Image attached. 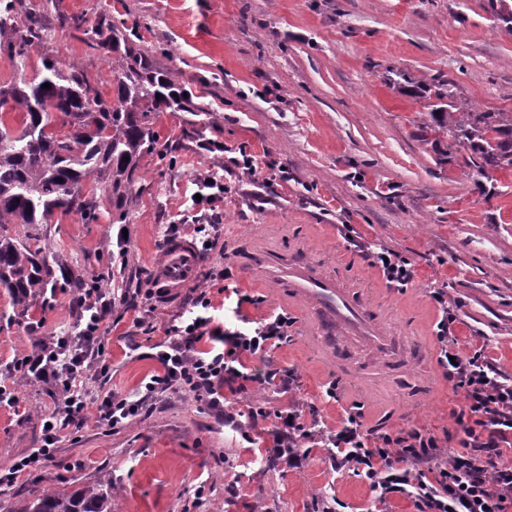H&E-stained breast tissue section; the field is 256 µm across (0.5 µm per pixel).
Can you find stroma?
<instances>
[{
  "label": "stroma",
  "instance_id": "obj_1",
  "mask_svg": "<svg viewBox=\"0 0 512 512\" xmlns=\"http://www.w3.org/2000/svg\"><path fill=\"white\" fill-rule=\"evenodd\" d=\"M27 10L55 17L101 15L145 24L141 49L171 69L190 93L191 111L154 116L156 153L143 156L138 193L118 214L96 192L98 219L54 212L50 223L7 224L0 233L42 236L54 288L46 303L19 315L0 288V385L14 388L13 405L0 404V473L40 447L42 426L61 410L54 382H16L14 369L37 341L75 330L65 274L91 281L112 267L118 228H126L127 266L106 288H151L160 271L168 224L189 206L191 181L219 174L227 191L215 203L222 224L207 267L229 268V281L197 278L215 304L224 286L257 297L249 317L287 309L289 288H254L269 262L305 258L348 288L373 272L349 245L344 225L365 242L409 260L415 277L380 286L384 328L393 349L380 353L348 336L317 341L297 318L291 340L252 358L261 367L296 369L299 387L233 399L234 408L260 403L269 410L290 400L312 402L331 428L346 413L378 434L422 427L437 437L453 430L451 413L464 404L437 364V310L430 297L444 288L458 302L455 336L462 352L483 347L512 375V172L495 174L480 190L476 173L447 159L445 142L422 135L424 98L389 84L400 72L421 86L434 76L453 80L462 106L512 112V32L500 27L487 0H23ZM84 66L104 98L113 95L112 65L88 45L83 30L55 26L44 46L32 47L25 71L0 50V85L17 75L38 76L43 55ZM221 143L208 152L201 145ZM255 156V174L225 168L239 152ZM288 178L263 187L271 165ZM190 288L171 298H138L104 334L111 367L94 391L135 396L160 365L151 347L164 337ZM151 312L153 333L137 317ZM336 383L337 400L324 398ZM252 441L224 426L202 403L167 392L133 423L112 430L94 422L61 443L55 463L0 490V512H19L29 498L92 483L112 488V512H317V497L336 498V512H372L374 497L361 477L331 469L324 449L309 453L302 471L264 466L265 435Z\"/></svg>",
  "mask_w": 512,
  "mask_h": 512
}]
</instances>
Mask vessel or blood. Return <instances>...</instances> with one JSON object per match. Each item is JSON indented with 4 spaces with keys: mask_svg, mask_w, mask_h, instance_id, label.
I'll use <instances>...</instances> for the list:
<instances>
[{
    "mask_svg": "<svg viewBox=\"0 0 512 512\" xmlns=\"http://www.w3.org/2000/svg\"><path fill=\"white\" fill-rule=\"evenodd\" d=\"M199 262L200 255L190 242H168L160 260V287L173 294L188 286L195 278ZM283 281L290 288L289 302L296 307L309 308L313 335H353L372 341L380 338L379 309L369 291L353 294L336 279L318 275L310 264L303 262L271 266L260 285L274 288Z\"/></svg>",
    "mask_w": 512,
    "mask_h": 512,
    "instance_id": "obj_1",
    "label": "vessel or blood"
}]
</instances>
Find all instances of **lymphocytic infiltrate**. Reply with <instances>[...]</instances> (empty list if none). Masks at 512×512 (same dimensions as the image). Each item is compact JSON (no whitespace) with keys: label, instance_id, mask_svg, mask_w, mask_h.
I'll return each instance as SVG.
<instances>
[{"label":"lymphocytic infiltrate","instance_id":"f902f5d3","mask_svg":"<svg viewBox=\"0 0 512 512\" xmlns=\"http://www.w3.org/2000/svg\"><path fill=\"white\" fill-rule=\"evenodd\" d=\"M195 186V216L190 222L168 225L166 235L186 234L203 253L216 243L220 226L202 222L199 213L224 194L226 187L214 174L198 178ZM347 240L360 249L370 266L379 269L388 284L403 288L413 281L411 263L395 251L364 245L353 234ZM430 297L438 309L437 363L444 378L464 393L465 405L454 414L463 434L459 452L445 453L440 439L421 427L370 436L352 413L340 427L331 429L323 426L311 403L271 413L256 406L244 419L226 409V394L267 386L288 393L298 379L290 367L250 366L251 357L288 343L294 319L284 311L250 318L243 312L244 303L250 300L246 294L225 297L224 316L219 319L213 314L209 292H193L183 311L168 321L163 340L155 346L161 373L150 377L138 398L110 392L89 395L84 379L106 376L110 370L101 335L117 308L115 297L95 281L74 299L76 334L38 342L16 367L23 380L50 377L59 381L63 413L51 418L40 448L21 456L0 475V486L13 485L48 467L59 444L85 428L88 420L112 427L127 425L159 395L177 392L203 402L245 438L259 419L271 418V443L264 456L271 467L301 470L310 447L316 446L326 450L332 470L362 477L375 503L384 505L391 496L401 495L413 501L417 512H512V464L506 463L502 449L512 439V377L502 373L483 349L461 352L453 330L457 315L448 303L447 291L435 289Z\"/></svg>","mask_w":512,"mask_h":512}]
</instances>
